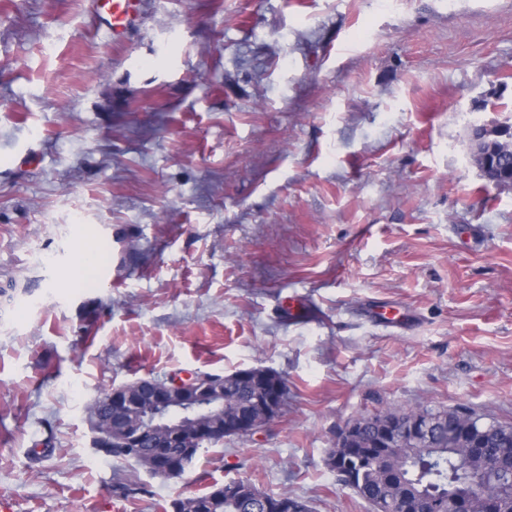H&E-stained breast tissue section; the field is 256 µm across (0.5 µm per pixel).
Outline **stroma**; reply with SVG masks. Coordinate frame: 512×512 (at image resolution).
Instances as JSON below:
<instances>
[{"instance_id": "35a3bbf8", "label": "stroma", "mask_w": 512, "mask_h": 512, "mask_svg": "<svg viewBox=\"0 0 512 512\" xmlns=\"http://www.w3.org/2000/svg\"><path fill=\"white\" fill-rule=\"evenodd\" d=\"M0 0V499L165 512L244 479L371 512L326 465L359 414L512 422V185L469 156L512 119V0ZM91 279H63L79 239ZM411 314L394 331L371 316ZM243 368L279 415L178 478L92 446L141 378ZM144 493L123 497L117 477ZM142 0H89V7L103 23L113 43H119L126 33L143 21Z\"/></svg>"}]
</instances>
